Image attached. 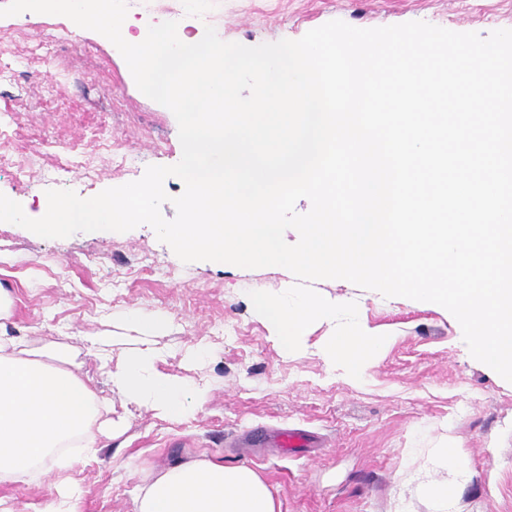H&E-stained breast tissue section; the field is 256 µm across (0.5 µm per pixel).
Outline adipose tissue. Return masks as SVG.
<instances>
[{"mask_svg":"<svg viewBox=\"0 0 512 512\" xmlns=\"http://www.w3.org/2000/svg\"><path fill=\"white\" fill-rule=\"evenodd\" d=\"M159 351H131L110 370L113 388L131 402L179 419L198 410L206 390L156 370ZM109 407L70 367L61 344L34 348L0 333V482L60 474L42 512H80L82 491L66 481L76 458L95 454ZM137 512H277L269 486L249 466L188 461L167 468L137 497Z\"/></svg>","mask_w":512,"mask_h":512,"instance_id":"ef3b65f1","label":"adipose tissue"}]
</instances>
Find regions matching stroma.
Here are the masks:
<instances>
[{"label":"stroma","instance_id":"35a3bbf8","mask_svg":"<svg viewBox=\"0 0 512 512\" xmlns=\"http://www.w3.org/2000/svg\"><path fill=\"white\" fill-rule=\"evenodd\" d=\"M341 20L357 28L425 21L455 32L512 29V0H130L131 34L174 21L185 35L214 27L225 42L297 40ZM182 156L167 107L145 96L107 38L64 16L0 17V193L37 217L50 189L90 198ZM287 269L182 262L152 227L43 238L0 223V288L15 299L9 335L65 344L87 385L111 402L120 430L70 473L81 512H136L140 489L168 467L207 459L254 468L280 512H439L423 492L447 481L452 512H512V383L469 353L445 308L387 298L346 280H317L330 301L356 303L359 323L387 340L367 376L351 381L322 354L316 322L286 354L256 315L258 288L296 284ZM165 314L151 337L157 368L209 387L193 414L171 420L113 390L93 336H111L112 362L135 343L129 311ZM201 350L199 361L186 359ZM269 427L320 437L313 452L237 448L235 437ZM455 451L453 460L438 456ZM57 476L0 483L15 512H40Z\"/></svg>","mask_w":512,"mask_h":512}]
</instances>
